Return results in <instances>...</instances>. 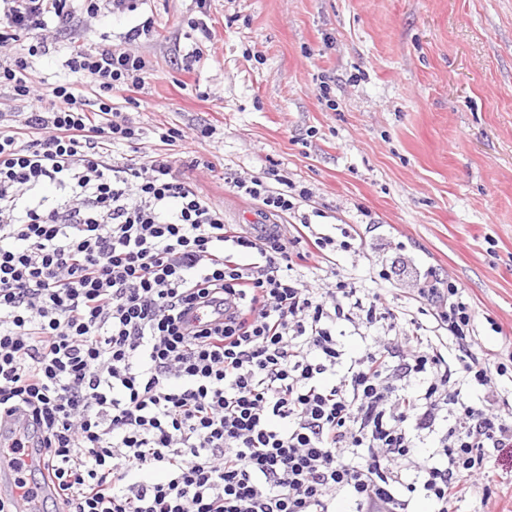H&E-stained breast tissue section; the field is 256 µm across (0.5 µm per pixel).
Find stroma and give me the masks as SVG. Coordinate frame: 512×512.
<instances>
[{"instance_id":"stroma-1","label":"stroma","mask_w":512,"mask_h":512,"mask_svg":"<svg viewBox=\"0 0 512 512\" xmlns=\"http://www.w3.org/2000/svg\"><path fill=\"white\" fill-rule=\"evenodd\" d=\"M153 18L138 50L151 76L136 104L116 99L159 147L167 127L194 136L177 158L228 224H260L257 204L225 175L271 166L311 188L329 224L375 220L364 254L337 270L373 287L372 245H402L452 277L481 349L512 337V0H142L91 21L85 42L117 48ZM204 21L208 29L195 30ZM199 50L193 71L182 57ZM67 46L30 60L35 88L89 80ZM327 86L328 109L318 98ZM216 132L196 138L197 128ZM489 512H512V448L487 463Z\"/></svg>"}]
</instances>
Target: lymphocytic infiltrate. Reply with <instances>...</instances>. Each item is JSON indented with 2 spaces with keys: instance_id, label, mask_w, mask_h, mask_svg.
I'll return each instance as SVG.
<instances>
[{
  "instance_id": "1",
  "label": "lymphocytic infiltrate",
  "mask_w": 512,
  "mask_h": 512,
  "mask_svg": "<svg viewBox=\"0 0 512 512\" xmlns=\"http://www.w3.org/2000/svg\"><path fill=\"white\" fill-rule=\"evenodd\" d=\"M138 0H0V87L27 103L0 125V426L19 497L0 512H459L490 451L512 447V400L493 390L512 351L476 352L456 281L401 259L379 280L411 278L409 308L383 285L295 274L359 253L358 225L316 230L309 187L277 170L233 179L288 229L245 232L172 154L115 158L141 127L113 105L146 84L133 45L83 44L85 22ZM67 39L66 67L98 87L38 94L29 60ZM57 198L42 195L44 185ZM214 321L190 328L193 307ZM385 339L350 354L346 332ZM45 451L28 465L29 445Z\"/></svg>"
}]
</instances>
